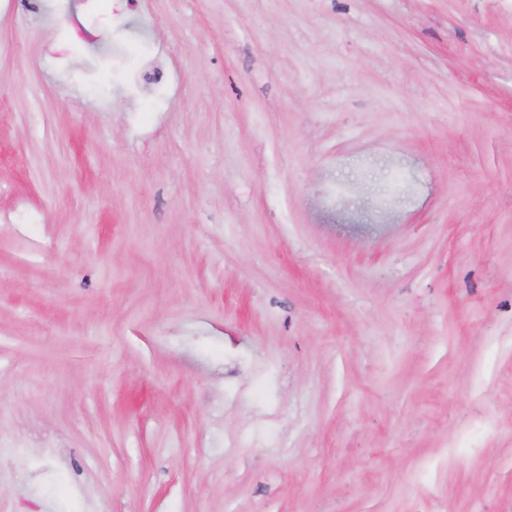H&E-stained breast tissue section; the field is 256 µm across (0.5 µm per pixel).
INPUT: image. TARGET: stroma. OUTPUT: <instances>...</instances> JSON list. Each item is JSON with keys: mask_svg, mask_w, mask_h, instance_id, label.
I'll use <instances>...</instances> for the list:
<instances>
[{"mask_svg": "<svg viewBox=\"0 0 512 512\" xmlns=\"http://www.w3.org/2000/svg\"><path fill=\"white\" fill-rule=\"evenodd\" d=\"M0 512H512V0H0Z\"/></svg>", "mask_w": 512, "mask_h": 512, "instance_id": "stroma-1", "label": "stroma"}]
</instances>
